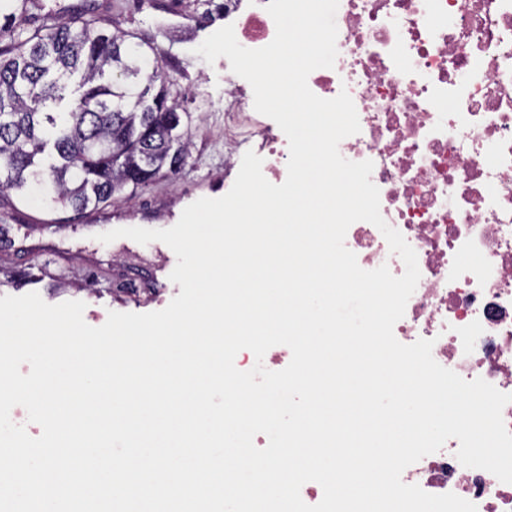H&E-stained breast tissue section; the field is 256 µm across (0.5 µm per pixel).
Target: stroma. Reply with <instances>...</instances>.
I'll return each mask as SVG.
<instances>
[{"label": "stroma", "instance_id": "1", "mask_svg": "<svg viewBox=\"0 0 512 512\" xmlns=\"http://www.w3.org/2000/svg\"><path fill=\"white\" fill-rule=\"evenodd\" d=\"M110 32L134 34L163 59L170 80L187 88L184 104L191 116L192 159L176 178L161 179L133 197L115 198L96 220L69 210L52 211L40 196L19 201L0 196V297L39 293L49 304L84 302V320L102 326L109 312L147 313L164 309L181 292L169 275L177 259L164 243L146 245L128 238L104 244L98 234L126 227L167 229L194 201L224 194V100L229 85L223 60L205 62L197 47L224 25V0L204 18L200 0H91ZM153 270L156 296L122 301L112 285Z\"/></svg>", "mask_w": 512, "mask_h": 512}]
</instances>
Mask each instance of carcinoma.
<instances>
[{"mask_svg":"<svg viewBox=\"0 0 512 512\" xmlns=\"http://www.w3.org/2000/svg\"><path fill=\"white\" fill-rule=\"evenodd\" d=\"M0 0V193L38 190L51 210H100L173 178L191 156L180 98L158 55L86 11L29 16Z\"/></svg>","mask_w":512,"mask_h":512,"instance_id":"1","label":"carcinoma"}]
</instances>
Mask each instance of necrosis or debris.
Here are the masks:
<instances>
[{
    "instance_id": "necrosis-or-debris-1",
    "label": "necrosis or debris",
    "mask_w": 512,
    "mask_h": 512,
    "mask_svg": "<svg viewBox=\"0 0 512 512\" xmlns=\"http://www.w3.org/2000/svg\"><path fill=\"white\" fill-rule=\"evenodd\" d=\"M269 0H224V22L248 49L276 28ZM338 55L308 86L348 91L359 133L347 160L374 164L380 211L415 250L420 280L393 332L433 340L441 366L512 394V0H339ZM252 92L233 87L224 107V185L247 151L273 184L287 177L286 135L268 117L245 118ZM362 269L405 272L380 230L353 223L345 237ZM457 439L402 473L431 494L454 493L477 512H512V484L460 464Z\"/></svg>"
}]
</instances>
